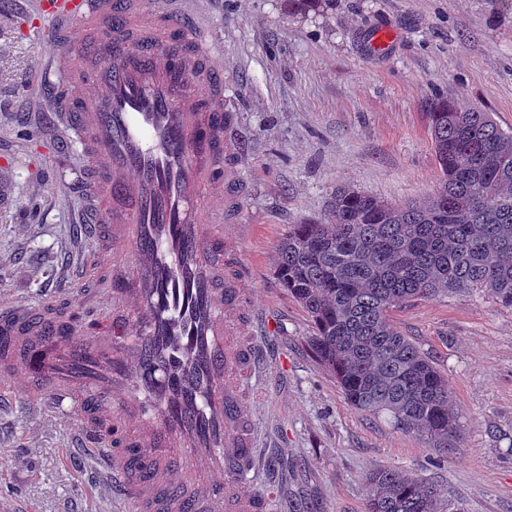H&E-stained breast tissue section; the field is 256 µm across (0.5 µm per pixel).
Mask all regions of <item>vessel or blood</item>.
<instances>
[{
  "instance_id": "b4317fda",
  "label": "vessel or blood",
  "mask_w": 512,
  "mask_h": 512,
  "mask_svg": "<svg viewBox=\"0 0 512 512\" xmlns=\"http://www.w3.org/2000/svg\"><path fill=\"white\" fill-rule=\"evenodd\" d=\"M38 38L85 158L78 235L103 245L109 299L93 323L40 303L0 308V399L77 413V462L132 512H270L250 491L261 459L246 404L267 361L242 263L224 259L239 150L224 122V63L180 0H56Z\"/></svg>"
}]
</instances>
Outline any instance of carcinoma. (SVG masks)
Returning a JSON list of instances; mask_svg holds the SVG:
<instances>
[{
    "mask_svg": "<svg viewBox=\"0 0 512 512\" xmlns=\"http://www.w3.org/2000/svg\"><path fill=\"white\" fill-rule=\"evenodd\" d=\"M440 170L421 201L384 203L345 186L314 224L277 245V274L313 324L311 348L360 411L432 448L457 447L448 379L390 321L411 301L488 292L512 307V133L483 109L431 105ZM436 485L388 468L366 481L365 512H441Z\"/></svg>",
    "mask_w": 512,
    "mask_h": 512,
    "instance_id": "obj_1",
    "label": "carcinoma"
}]
</instances>
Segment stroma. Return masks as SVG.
<instances>
[{"label":"stroma","instance_id":"obj_1","mask_svg":"<svg viewBox=\"0 0 512 512\" xmlns=\"http://www.w3.org/2000/svg\"><path fill=\"white\" fill-rule=\"evenodd\" d=\"M39 0H0V303L65 280L76 252L82 164L29 139L52 104L37 77L61 61L33 37ZM219 35L247 179L224 248L247 267L268 355L248 404L276 512H365V480L397 468L437 484L460 512H512V308L474 289L393 309L391 320L447 377L464 427L442 455L353 407L309 345L312 322L276 273L295 224L320 220L336 186L401 204L431 194L429 106L442 96L512 131V0H187ZM392 33L367 51V32ZM30 92L18 97V82ZM248 225L239 236V225ZM73 416L0 407V512H128L69 458Z\"/></svg>","mask_w":512,"mask_h":512}]
</instances>
